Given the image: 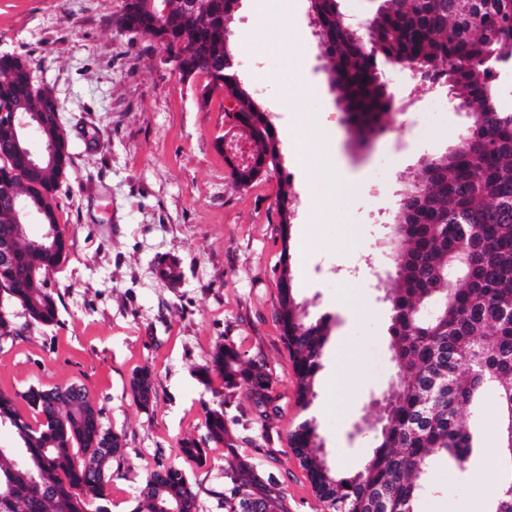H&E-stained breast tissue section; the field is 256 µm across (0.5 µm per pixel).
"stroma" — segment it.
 Returning a JSON list of instances; mask_svg holds the SVG:
<instances>
[{"label": "stroma", "instance_id": "stroma-1", "mask_svg": "<svg viewBox=\"0 0 512 512\" xmlns=\"http://www.w3.org/2000/svg\"><path fill=\"white\" fill-rule=\"evenodd\" d=\"M125 0H0V55L26 57L34 81L62 106L72 163L62 182L57 222L69 255L48 276L58 304L50 325L27 323L13 306L20 338L0 340V391L29 386L88 389L104 423L124 434L127 455L108 493L112 512H131L157 460L180 465L197 492L199 512H224L225 456L212 448L205 466L182 459L180 443L204 433V407L220 380L198 370L219 342L235 345L272 379L279 412L269 425L252 414L247 388L224 406L241 439L237 449L278 484L287 512H323L288 434L316 416L329 461L359 470L371 446L358 429L394 379L390 310L368 266L382 250L396 200L422 158L444 153L465 132L464 111L443 91L413 90L409 75L386 70L391 88L410 89V106L385 133L360 147L342 122L328 84L329 61L312 34L308 0H239L227 24L242 81L275 127L278 167L251 184L235 182L216 141L224 136L220 97L201 104L195 80L163 62L149 35L118 32ZM325 113L334 153L325 178L294 158L293 142ZM290 185L296 220L279 224V192ZM326 200L328 213L315 208ZM290 252L298 298L311 315L336 321L310 410L295 403V374L275 319L282 252ZM174 255L184 278H157L158 259ZM155 380L152 408L129 394L135 373ZM475 437L467 470L434 462L417 512H474L497 493L501 460L491 449L498 425L494 394L464 410ZM455 493H447V482Z\"/></svg>", "mask_w": 512, "mask_h": 512}]
</instances>
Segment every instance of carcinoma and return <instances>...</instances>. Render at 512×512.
<instances>
[{"mask_svg":"<svg viewBox=\"0 0 512 512\" xmlns=\"http://www.w3.org/2000/svg\"><path fill=\"white\" fill-rule=\"evenodd\" d=\"M194 16H158L151 0H138L122 13L129 27L185 41L192 51L178 58L182 76L205 78V95L222 88L237 104L235 117L252 130L255 163L232 171L241 185L253 182L279 163L276 130L247 86L239 85L219 61L226 47V22L238 0H206ZM313 34L329 58L330 83L340 89L337 102L344 122L361 142L386 127L394 109L380 60L409 61L418 80L445 86L458 107L468 110L465 139L421 165V177L400 193L386 247L399 282L386 288L390 304L394 392L386 411L369 428L370 459L362 469L343 473L324 460V438L315 419L299 423L288 435L307 470L324 512H416L433 459L444 456L464 470L473 434L459 417L465 407L481 406L494 393L499 409L504 474L492 512H512V106L498 81L512 73V0H381L367 34L348 26L341 0H309ZM0 108L35 113L39 136L56 142L55 165L37 173L19 152L13 133L0 126V240L16 231L12 200L30 202L40 222L57 223V192L69 172L67 131L58 122L59 102L34 84L28 59L0 55ZM294 216L283 207L284 249L277 280V319L293 362L297 405L305 410L315 397L323 367L331 317L315 320L297 301L288 246ZM68 255L60 234L17 242L13 261L0 264V338L19 335L11 306L22 307L28 322L50 325L57 301L46 275ZM201 379L221 380L224 398L240 383L248 385L255 417L267 423L278 413L272 379L263 367L244 359L229 343L215 345L200 368ZM31 386L19 396L0 392V424H9L19 446L0 447V512H111L107 487L112 466L125 458L122 434L103 423V409L87 389ZM135 403L155 402L151 373L141 370L129 383ZM22 399L32 417L21 414ZM205 434L180 443V454L204 465L210 446L239 447L228 426L224 404L206 406ZM224 512H285L284 496L236 455L224 470ZM139 497L147 512H198L197 493L186 472L159 462L142 482Z\"/></svg>","mask_w":512,"mask_h":512,"instance_id":"1","label":"carcinoma"}]
</instances>
